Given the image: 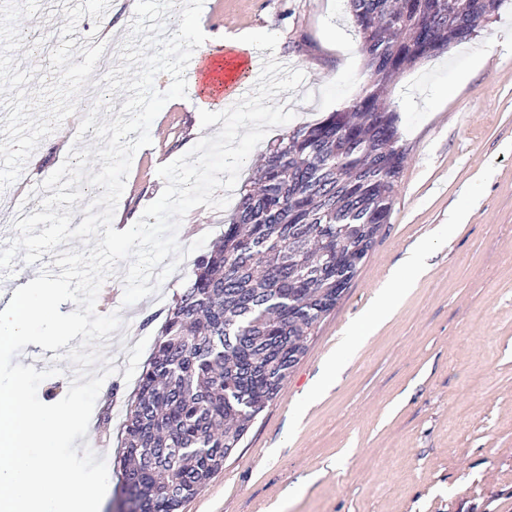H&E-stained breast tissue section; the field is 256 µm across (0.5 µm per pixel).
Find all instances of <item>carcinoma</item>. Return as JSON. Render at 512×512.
<instances>
[{
  "mask_svg": "<svg viewBox=\"0 0 512 512\" xmlns=\"http://www.w3.org/2000/svg\"><path fill=\"white\" fill-rule=\"evenodd\" d=\"M349 0L368 85L347 107L272 140L224 236L193 263L127 402L120 490L176 507L224 467L388 223L405 160L396 73L460 45L505 0Z\"/></svg>",
  "mask_w": 512,
  "mask_h": 512,
  "instance_id": "cac0c4a2",
  "label": "carcinoma"
}]
</instances>
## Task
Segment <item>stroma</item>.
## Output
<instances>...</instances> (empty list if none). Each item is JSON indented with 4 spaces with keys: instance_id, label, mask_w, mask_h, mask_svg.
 <instances>
[{
    "instance_id": "35a3bbf8",
    "label": "stroma",
    "mask_w": 512,
    "mask_h": 512,
    "mask_svg": "<svg viewBox=\"0 0 512 512\" xmlns=\"http://www.w3.org/2000/svg\"><path fill=\"white\" fill-rule=\"evenodd\" d=\"M25 19L16 58L35 41L57 39L60 0H39ZM211 39L200 57L221 56L243 32L278 35L275 57L304 80L281 92L292 126L319 122L363 94L367 71L345 0H204ZM349 36L336 46L334 31ZM406 159L388 224L336 308L308 343L279 397L251 424L224 467L181 512H512V0L468 43L401 73L390 87ZM80 114L43 139L33 173L47 178L74 142ZM193 97L169 101L136 152L116 213L136 222L162 193L161 165L218 125L200 128ZM228 209L191 210L181 245L218 240ZM426 252L425 271L391 315L358 345L347 330L405 277V259ZM194 262L186 257L158 293L129 307L101 291L99 305L124 328L106 346L116 366L104 381L87 442L104 457L103 512H118L125 402L153 351L165 313ZM346 368L315 400L308 393L327 364Z\"/></svg>"
}]
</instances>
